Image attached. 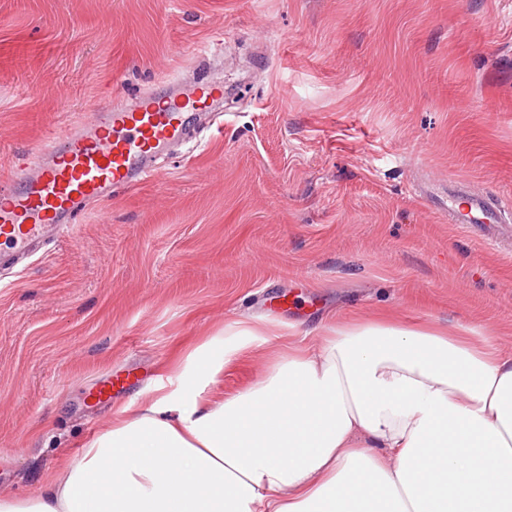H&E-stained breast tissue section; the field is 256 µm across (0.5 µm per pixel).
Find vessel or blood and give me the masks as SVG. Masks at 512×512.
<instances>
[{"mask_svg": "<svg viewBox=\"0 0 512 512\" xmlns=\"http://www.w3.org/2000/svg\"><path fill=\"white\" fill-rule=\"evenodd\" d=\"M223 100V82L207 77L164 94L144 91L25 158L13 180L0 185V270L63 241L86 208L113 189L156 177L152 159L186 141L192 117L215 111ZM434 206L448 223L492 225L499 236L512 235L505 219L512 205L466 183L450 185Z\"/></svg>", "mask_w": 512, "mask_h": 512, "instance_id": "b4317fda", "label": "vessel or blood"}]
</instances>
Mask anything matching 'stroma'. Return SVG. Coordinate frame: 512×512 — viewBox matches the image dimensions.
Masks as SVG:
<instances>
[{
	"mask_svg": "<svg viewBox=\"0 0 512 512\" xmlns=\"http://www.w3.org/2000/svg\"><path fill=\"white\" fill-rule=\"evenodd\" d=\"M223 132L0 272V495L35 493L186 343L384 313L512 351V247L412 187L512 200V0H0V180L161 77ZM267 346L224 368L232 393Z\"/></svg>",
	"mask_w": 512,
	"mask_h": 512,
	"instance_id": "stroma-1",
	"label": "stroma"
}]
</instances>
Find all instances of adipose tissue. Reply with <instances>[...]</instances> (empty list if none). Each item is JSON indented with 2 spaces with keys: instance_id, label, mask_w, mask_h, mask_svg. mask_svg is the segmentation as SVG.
Wrapping results in <instances>:
<instances>
[{
  "instance_id": "1",
  "label": "adipose tissue",
  "mask_w": 512,
  "mask_h": 512,
  "mask_svg": "<svg viewBox=\"0 0 512 512\" xmlns=\"http://www.w3.org/2000/svg\"><path fill=\"white\" fill-rule=\"evenodd\" d=\"M270 344L231 394L232 359ZM0 512H512V354L380 315L310 343L241 320Z\"/></svg>"
}]
</instances>
